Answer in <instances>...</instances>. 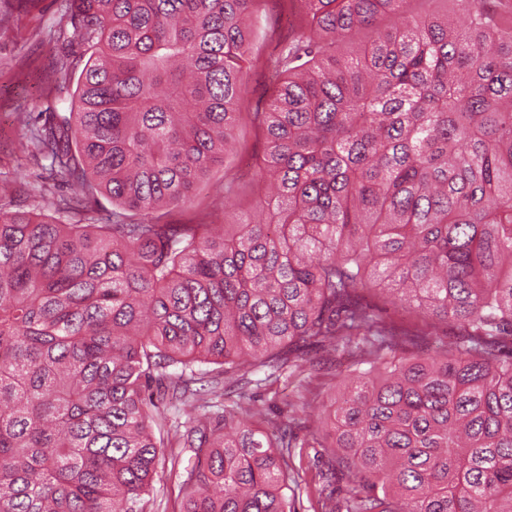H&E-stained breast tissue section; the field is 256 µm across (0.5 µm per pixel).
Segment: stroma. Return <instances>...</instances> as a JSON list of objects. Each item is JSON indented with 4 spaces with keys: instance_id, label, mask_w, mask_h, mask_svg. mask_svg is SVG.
Wrapping results in <instances>:
<instances>
[{
    "instance_id": "35a3bbf8",
    "label": "stroma",
    "mask_w": 512,
    "mask_h": 512,
    "mask_svg": "<svg viewBox=\"0 0 512 512\" xmlns=\"http://www.w3.org/2000/svg\"><path fill=\"white\" fill-rule=\"evenodd\" d=\"M62 19L61 0H0V208L52 212V203L64 194L62 183L39 178L25 144L27 121L38 113L66 112L72 103L75 85L58 71V61L70 58L74 71H81V47L73 34L54 39L50 30ZM263 33L253 47L254 55L266 56L271 44L285 41L295 33V21L282 0H265ZM264 146L251 121H244L239 143L226 162L216 166L195 191L192 208L173 212V220L188 222L198 212H214L215 223L233 221L235 213L253 205L260 192L254 182ZM247 185L246 193L225 195V181ZM307 359L321 361L323 352H307ZM341 375L323 365L310 374L317 404L297 431L321 428V411L336 395Z\"/></svg>"
}]
</instances>
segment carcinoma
<instances>
[{"label": "carcinoma", "instance_id": "carcinoma-1", "mask_svg": "<svg viewBox=\"0 0 512 512\" xmlns=\"http://www.w3.org/2000/svg\"><path fill=\"white\" fill-rule=\"evenodd\" d=\"M408 2L290 0L271 193L218 226L170 216L236 141L264 0H65L85 62L29 141L70 193L0 210V512H148L166 461L183 512H296L297 420L254 425L249 374L309 347L353 357L306 440L324 512H512V13ZM154 389L198 411L176 439ZM409 10L416 15L445 14L459 17L458 8L451 0H412Z\"/></svg>", "mask_w": 512, "mask_h": 512}]
</instances>
